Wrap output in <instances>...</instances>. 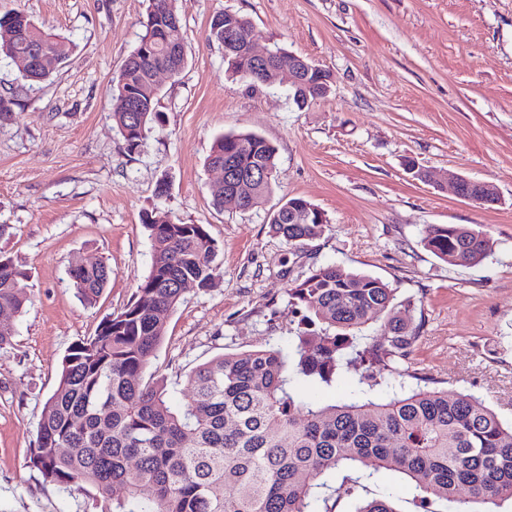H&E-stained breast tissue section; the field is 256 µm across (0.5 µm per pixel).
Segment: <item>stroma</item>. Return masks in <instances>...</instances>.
<instances>
[{"mask_svg":"<svg viewBox=\"0 0 512 512\" xmlns=\"http://www.w3.org/2000/svg\"><path fill=\"white\" fill-rule=\"evenodd\" d=\"M149 5L0 0V14L26 12L72 47L36 86L0 56V97L11 102L0 113V256L26 273L30 296L0 350V512H96L26 461L64 354L148 275L149 215L204 225L217 245L214 287L187 289L150 360L171 405L188 402L187 374L210 359L287 347L300 318L290 285L334 264L421 310L405 387L469 393L512 422V0H177L188 64L161 79L162 124L130 154L112 124V78ZM225 11L252 22L258 50L279 46L328 70V96L301 110L287 85L231 75L208 38ZM239 132L276 147L275 181L260 207L219 209L220 174L206 159L216 137ZM408 158L429 181L405 171ZM448 172L492 183L499 203L458 198ZM291 197L323 211L320 237L290 245L273 232L271 213ZM434 224L480 230L492 248L477 265H450L424 244ZM87 257L112 269L92 305L70 278ZM389 496L414 512L412 490L389 471L337 512Z\"/></svg>","mask_w":512,"mask_h":512,"instance_id":"1","label":"stroma"}]
</instances>
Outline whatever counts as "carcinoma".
<instances>
[{
    "mask_svg": "<svg viewBox=\"0 0 512 512\" xmlns=\"http://www.w3.org/2000/svg\"><path fill=\"white\" fill-rule=\"evenodd\" d=\"M239 39L224 51L230 70L252 83L249 19L239 13L215 15L209 38L225 45L224 29ZM144 33L114 80L112 122L129 153L139 151L147 133L161 122L160 91L154 72L169 65L184 69L172 49L186 44L176 0H151ZM65 58L69 44L23 11L0 17V54L14 58L32 44ZM310 100L331 84L329 72L309 77ZM132 93L147 111L144 125L130 122L120 101ZM232 163L260 168L264 179L239 183V208L262 204L272 191L276 148L254 133L216 139L210 166ZM309 201L292 197L270 217L290 244L319 237L323 225L288 221V208ZM152 239L149 274L135 298L103 320L97 333L73 343L64 355L58 385L43 405L29 467L62 488L92 487L112 507L104 512H313L315 502H338L340 491L322 480L328 471L348 473L355 490L382 470L403 475L415 498L443 506L439 512H496L512 501V423L506 424L471 394L415 389L394 392L386 401L361 393L334 404L298 397V380L330 388L344 370L383 366L378 385L403 376L419 337L414 304L396 301V289L379 278L335 265L316 268L288 289L289 303L305 312L293 349L277 347L218 356L187 376L190 401L173 408L164 379L147 374L163 343L158 313L183 301V285L213 287L216 244L202 224L148 223ZM426 248L453 266L480 263L489 250L482 232L462 224H434ZM112 268L99 260L73 269L76 293L93 303ZM29 302L23 274L0 258V311H24ZM386 320L382 336L359 335ZM122 495L111 498L113 489ZM356 512H399L388 499L362 503Z\"/></svg>",
    "mask_w": 512,
    "mask_h": 512,
    "instance_id": "cac0c4a2",
    "label": "carcinoma"
}]
</instances>
